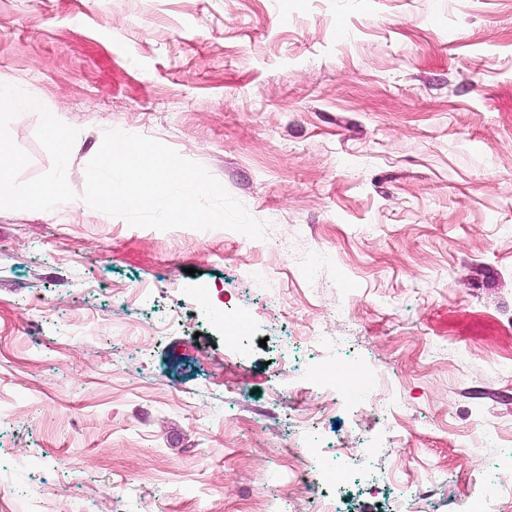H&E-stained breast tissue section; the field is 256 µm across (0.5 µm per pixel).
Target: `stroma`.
<instances>
[{
	"label": "stroma",
	"instance_id": "stroma-1",
	"mask_svg": "<svg viewBox=\"0 0 512 512\" xmlns=\"http://www.w3.org/2000/svg\"><path fill=\"white\" fill-rule=\"evenodd\" d=\"M1 77L78 128V194L121 130L268 224L0 210L10 512H252L279 488L265 452L306 432L360 451L343 512H448L392 481L512 470V0H0ZM38 123L10 125L25 180L52 165ZM328 357L376 367L398 425L282 393L285 367Z\"/></svg>",
	"mask_w": 512,
	"mask_h": 512
}]
</instances>
